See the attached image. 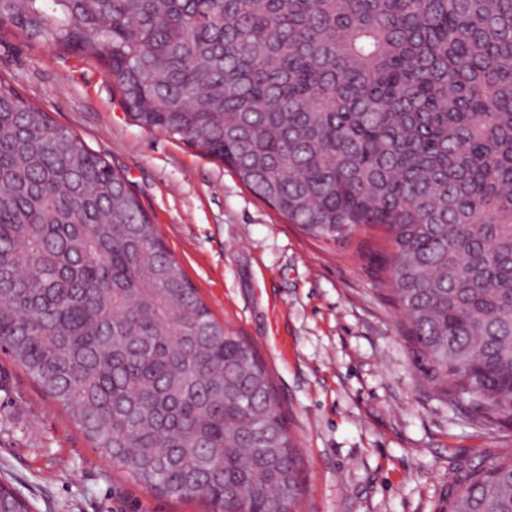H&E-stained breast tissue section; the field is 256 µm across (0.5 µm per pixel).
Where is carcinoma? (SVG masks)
Returning <instances> with one entry per match:
<instances>
[{
    "label": "carcinoma",
    "mask_w": 512,
    "mask_h": 512,
    "mask_svg": "<svg viewBox=\"0 0 512 512\" xmlns=\"http://www.w3.org/2000/svg\"><path fill=\"white\" fill-rule=\"evenodd\" d=\"M104 67L135 125L308 236L382 230L450 404L512 424V0H0V34ZM0 349L147 491L295 512L270 373L126 178L0 79ZM0 512H31L0 483ZM448 512H512L487 457Z\"/></svg>",
    "instance_id": "1"
}]
</instances>
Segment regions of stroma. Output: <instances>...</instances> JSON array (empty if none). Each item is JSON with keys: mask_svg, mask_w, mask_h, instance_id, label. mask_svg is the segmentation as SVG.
Instances as JSON below:
<instances>
[{"mask_svg": "<svg viewBox=\"0 0 512 512\" xmlns=\"http://www.w3.org/2000/svg\"><path fill=\"white\" fill-rule=\"evenodd\" d=\"M0 77L128 179L214 318L262 357L299 456V512H446L512 428L443 401L382 271L379 233L331 246L230 168L124 111L99 64L0 37ZM0 479L34 512H214L147 492L0 351Z\"/></svg>", "mask_w": 512, "mask_h": 512, "instance_id": "1", "label": "stroma"}]
</instances>
